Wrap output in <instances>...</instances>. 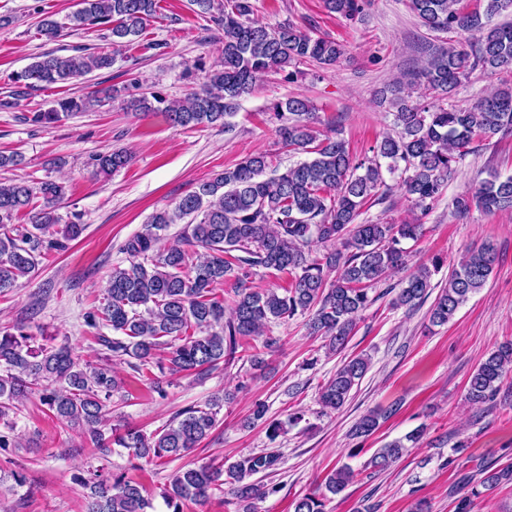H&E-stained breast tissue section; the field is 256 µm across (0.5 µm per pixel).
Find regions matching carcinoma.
Here are the masks:
<instances>
[{
    "label": "carcinoma",
    "instance_id": "1",
    "mask_svg": "<svg viewBox=\"0 0 512 512\" xmlns=\"http://www.w3.org/2000/svg\"><path fill=\"white\" fill-rule=\"evenodd\" d=\"M224 32L218 68L205 71L198 91L180 101L165 100L158 92L131 94L136 111L150 112L163 105L176 126L222 125L235 114L240 99L253 89L256 79L271 71L308 62L333 66L343 56L334 39L313 37L301 27L284 22L275 27L252 18L251 0H192ZM483 10L465 11L460 0H411L424 27L439 33H469L475 37L474 54L454 45L440 46L413 79L390 89L394 133L376 143L370 161L352 157L339 131L319 137L317 117L309 102L290 98L273 105L283 147L308 158L265 178L267 156L256 153L200 182L171 209L154 212L142 230L125 241L120 251L128 265H117L109 275L103 300L85 313V324L96 330L97 341L115 358L134 359L138 374L149 367L170 374L201 377L235 360L239 340L264 336L272 323L309 314L308 329L327 339L333 352L342 351L352 335L356 317L373 299L369 289L389 273L407 265L406 240L422 235L420 224H359L362 208L385 185L384 174L402 175L405 195L423 211L443 194L457 165L472 144L499 134L512 133V25L493 19L512 9V0H481ZM159 0H81L82 8L70 17L72 28L106 25L112 44L139 35L157 13ZM326 9L347 19L360 14V0H324ZM61 25L49 16L38 31L48 41L60 36ZM110 52L78 48L75 53L37 56L14 82L15 98L56 84L75 82L94 71L112 67ZM505 73L509 79L494 93L468 107L448 103L468 77L471 65ZM122 94L108 89L103 95H74L49 112L34 111L23 117L33 125H48L89 107L106 106ZM131 161L123 149L92 157L95 172L109 175ZM68 186L53 178L14 179L0 182V295L28 278L41 259L63 251L77 239L83 225L61 224L57 205ZM487 213L512 211V176L498 175L474 191L454 200L456 213L472 208ZM182 225L178 239L162 244L163 232ZM325 253L311 257L312 246ZM496 263L493 247L468 251L448 275V284L430 310L433 326L447 324L470 295L487 284ZM432 267L421 266L402 280L392 299L396 308L412 309L432 288ZM263 268L294 276L288 287L258 291L250 286L254 271ZM233 281L236 300L229 317L224 304L213 298L215 286ZM277 339L264 336L263 349L271 352ZM370 358L354 356L336 369L321 386L323 408L338 410L365 376ZM512 374V342L488 353L470 377L468 399L483 403ZM122 381L108 363L82 366L67 347L46 348L20 324L0 330V423L13 429L8 418L14 402L40 389V402L61 423L81 429L85 439L103 456L112 447L125 448L136 459L167 464L194 451L217 423V415L230 395L212 397L203 407L175 413L159 432L122 430L109 423L108 403ZM381 414L370 411L357 423V437L373 433ZM416 434L394 441L373 454L369 465L387 468L415 442ZM274 452L250 454L227 466L186 464L174 470L160 488L169 512H183V502L204 501L211 491L228 486L239 512H254L255 501L279 491L276 485L253 480L259 473L277 469ZM354 479L350 467L334 469L316 488L295 499L293 512H325L327 495H338ZM84 489L85 512H155L152 497L123 473L96 471L75 477ZM512 484V465L488 473L470 496L478 497L504 484Z\"/></svg>",
    "mask_w": 512,
    "mask_h": 512
}]
</instances>
